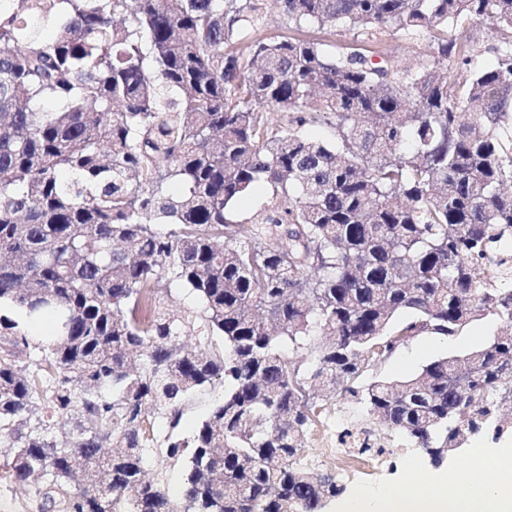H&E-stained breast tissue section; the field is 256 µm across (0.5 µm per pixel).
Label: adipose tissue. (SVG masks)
Wrapping results in <instances>:
<instances>
[{
  "label": "adipose tissue",
  "instance_id": "adipose-tissue-1",
  "mask_svg": "<svg viewBox=\"0 0 512 512\" xmlns=\"http://www.w3.org/2000/svg\"><path fill=\"white\" fill-rule=\"evenodd\" d=\"M470 466L474 474L464 484L436 475L420 485L357 494L336 512H512V444L475 449Z\"/></svg>",
  "mask_w": 512,
  "mask_h": 512
}]
</instances>
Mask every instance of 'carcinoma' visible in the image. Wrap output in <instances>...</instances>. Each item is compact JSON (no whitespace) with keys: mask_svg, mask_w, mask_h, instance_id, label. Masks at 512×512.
I'll return each mask as SVG.
<instances>
[{"mask_svg":"<svg viewBox=\"0 0 512 512\" xmlns=\"http://www.w3.org/2000/svg\"><path fill=\"white\" fill-rule=\"evenodd\" d=\"M263 2L0 0V303L54 322L33 344L0 314V437L41 512H323L344 487L297 465L314 387L434 466L512 436V332L359 385L417 336L512 323V0H277L291 30L423 39L413 64L269 32ZM467 20L499 33L493 62L448 38ZM324 113L331 143L306 133ZM263 183L272 202L233 220ZM171 278L203 323L167 317ZM217 378L167 445L174 499L144 478L147 425ZM42 403L80 416L67 444L15 438Z\"/></svg>","mask_w":512,"mask_h":512,"instance_id":"cac0c4a2","label":"carcinoma"}]
</instances>
